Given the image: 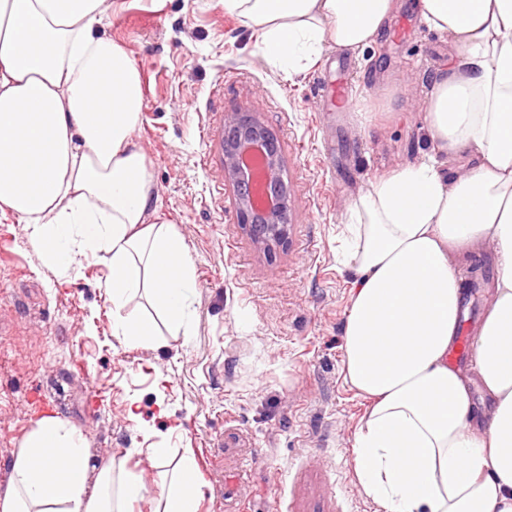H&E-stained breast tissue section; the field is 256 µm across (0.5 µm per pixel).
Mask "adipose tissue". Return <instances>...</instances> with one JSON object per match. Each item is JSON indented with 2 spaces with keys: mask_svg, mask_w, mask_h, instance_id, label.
Returning a JSON list of instances; mask_svg holds the SVG:
<instances>
[{
  "mask_svg": "<svg viewBox=\"0 0 512 512\" xmlns=\"http://www.w3.org/2000/svg\"><path fill=\"white\" fill-rule=\"evenodd\" d=\"M113 0H0V211L31 227L52 265L90 256L107 271L112 334L153 341L189 332L193 263L182 238L152 222L157 192L135 137L140 69L106 32ZM261 32L288 74L326 45L356 50L387 28L394 0H224ZM457 62L435 73L433 152L372 185L350 207L357 278L344 329L345 380L369 407L355 472L383 512H512V0H422ZM475 165L448 178L443 156ZM495 246L497 277L472 341L475 379L448 362L464 316V256ZM145 294L157 317L128 303ZM480 399H473V391ZM153 512H197L198 466L185 451ZM147 491L124 461L92 470L87 439L47 417L11 464L0 512H129Z\"/></svg>",
  "mask_w": 512,
  "mask_h": 512,
  "instance_id": "ef3b65f1",
  "label": "adipose tissue"
}]
</instances>
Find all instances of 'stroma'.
Segmentation results:
<instances>
[{
	"label": "stroma",
	"mask_w": 512,
	"mask_h": 512,
	"mask_svg": "<svg viewBox=\"0 0 512 512\" xmlns=\"http://www.w3.org/2000/svg\"><path fill=\"white\" fill-rule=\"evenodd\" d=\"M113 41L136 60L145 108L136 132L158 191L156 220L183 238L195 270L192 333L129 346L112 334L105 267H52L30 230L0 215V494L37 421L86 437L92 465L125 460L149 492L141 451L192 450L198 512H381L354 471L365 400L346 383L343 330L354 274L349 208L361 191L431 154L432 76L459 53L419 0H395L389 32L355 52L327 46L288 76L260 34L221 0H121ZM248 110L283 145L292 209L284 245L257 247L238 222L217 133ZM496 275L491 244L467 257L464 334Z\"/></svg>",
	"instance_id": "35a3bbf8"
}]
</instances>
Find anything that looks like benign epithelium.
Listing matches in <instances>:
<instances>
[{"mask_svg":"<svg viewBox=\"0 0 512 512\" xmlns=\"http://www.w3.org/2000/svg\"><path fill=\"white\" fill-rule=\"evenodd\" d=\"M224 178L254 243L265 250L284 244L292 217L281 143L249 113L235 112L224 124Z\"/></svg>","mask_w":512,"mask_h":512,"instance_id":"7a95c632","label":"benign epithelium"}]
</instances>
